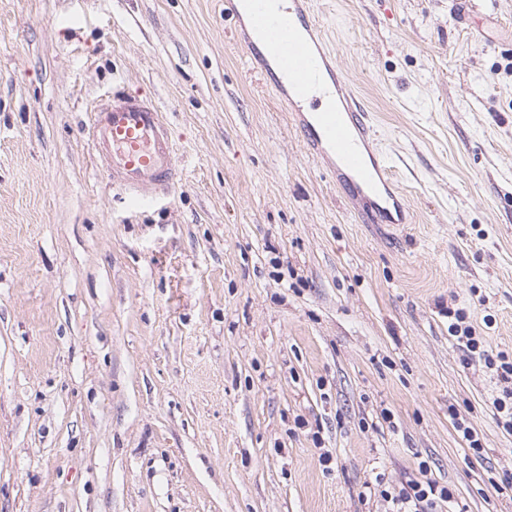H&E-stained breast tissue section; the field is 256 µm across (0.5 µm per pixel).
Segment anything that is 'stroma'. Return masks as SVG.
Instances as JSON below:
<instances>
[{"label": "stroma", "mask_w": 512, "mask_h": 512, "mask_svg": "<svg viewBox=\"0 0 512 512\" xmlns=\"http://www.w3.org/2000/svg\"><path fill=\"white\" fill-rule=\"evenodd\" d=\"M225 0H0V512H512V432L449 310L512 353V0H313L409 210L364 224ZM166 116L129 210L92 101ZM484 447L475 456L451 409ZM383 479L375 478V484H367L370 495L372 491L374 496L378 495L385 500H389L396 507L393 512H420L423 504L431 509L437 507L439 503H451L454 501V493L448 485H442L436 480H428L426 482L413 481L402 487L398 492H391L383 488Z\"/></svg>", "instance_id": "stroma-1"}]
</instances>
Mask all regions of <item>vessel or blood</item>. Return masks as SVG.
Returning a JSON list of instances; mask_svg holds the SVG:
<instances>
[{
	"label": "vessel or blood",
	"instance_id": "obj_1",
	"mask_svg": "<svg viewBox=\"0 0 512 512\" xmlns=\"http://www.w3.org/2000/svg\"><path fill=\"white\" fill-rule=\"evenodd\" d=\"M251 69L286 105L309 155L343 175L374 221L404 217L391 161L369 112L329 48L311 0H227ZM92 148L131 205L167 196L179 161L163 112L149 96L120 87L91 111Z\"/></svg>",
	"mask_w": 512,
	"mask_h": 512
}]
</instances>
